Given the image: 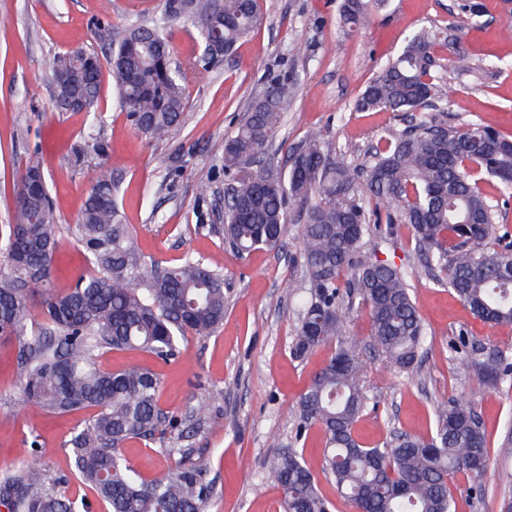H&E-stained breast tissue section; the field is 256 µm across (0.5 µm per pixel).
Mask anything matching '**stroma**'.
Returning a JSON list of instances; mask_svg holds the SVG:
<instances>
[{"label":"stroma","instance_id":"stroma-1","mask_svg":"<svg viewBox=\"0 0 512 512\" xmlns=\"http://www.w3.org/2000/svg\"><path fill=\"white\" fill-rule=\"evenodd\" d=\"M466 0H386L368 22L351 32L336 21V0H263V21L235 53L210 64L186 85L187 117L180 134L154 141L134 128L111 84L102 87L98 124L84 113L53 107L52 61L80 46L101 55L111 47L114 25L167 26L170 49L181 59H200L204 46L187 22H165L159 0H0V225L15 220L14 188L27 166H40L61 227L55 284L70 287L87 267L73 227L98 173H106L126 224L147 258L173 264L185 257L224 272V323L209 337L187 336L190 362H162L144 352L112 350L99 360L115 371L139 361L159 379V406L182 423V437L166 433L148 442L128 441L123 453L143 478L162 475L176 463L167 449L178 442L190 456L212 462L211 512H280V491L264 480L269 460L299 446L332 512H354L322 469L324 439L310 429L296 442V401L326 358L317 352L299 362L289 346L298 322V295L307 285L287 252L259 249L239 255L224 241V141L234 135L251 103L272 78L297 85L262 164L286 167L312 134L363 163L383 130L405 126L415 113L360 112L354 102L378 68L395 55L409 32L432 28L448 34L439 69L448 91V125L490 123L512 137V39L498 34L497 18L512 0H480L469 15ZM467 53L470 71H456L453 50ZM107 143L105 155L89 154L84 166L69 160L73 142L89 131ZM382 258L409 273L412 295L427 332L414 378L397 376L370 341L365 311L350 308L345 337H357L377 403L356 426L373 445L398 431L430 436L433 402L457 399L474 408L488 437L483 496L471 497L465 475L454 483L455 512H501L512 498V455L500 448L512 430V376L484 386L463 362L466 352L512 363V327L474 318L447 285L436 282L400 229ZM18 345L0 343V474L42 464L67 480L74 500L105 512L95 492L76 477L68 445L87 412L52 415L25 403L16 374ZM51 448L41 457L39 447Z\"/></svg>","mask_w":512,"mask_h":512}]
</instances>
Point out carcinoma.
Segmentation results:
<instances>
[{"label": "carcinoma", "mask_w": 512, "mask_h": 512, "mask_svg": "<svg viewBox=\"0 0 512 512\" xmlns=\"http://www.w3.org/2000/svg\"><path fill=\"white\" fill-rule=\"evenodd\" d=\"M384 0H341L339 22L364 26ZM170 20L194 23L209 59L176 69L160 27H115L112 55L82 49L57 56L53 70L70 71L81 88L74 106L68 94L57 109L96 117L103 73L118 91L127 117L144 136L168 140L181 130L189 76L210 60L229 55L262 21L261 0H163ZM448 48L442 32L421 29L404 38L398 54L383 64L359 95V111L443 112L448 102L436 75L437 52ZM96 66L86 69V61ZM296 84L275 80L255 100L224 145V174L231 179L224 200V237L243 255L260 248L281 250L288 235L287 201L305 206L297 234L309 284L302 300L291 354L327 357L297 401L296 434L324 433L323 468L355 512H451L454 478L463 473L482 495L487 473V436L470 407L453 400L434 404L436 431L423 438L395 434L368 446L356 424L368 409L370 377L356 345L342 340L344 304L369 315L370 336L386 362L400 373L416 369L426 331L410 292L406 271L378 257L396 229L412 232L428 267L472 315L491 325L512 324V247L496 233L492 201L480 182L496 181L512 198V138L487 123L465 130L421 120L388 129L360 165L346 162L331 143L309 138L293 154L288 171L250 165L266 154L284 106ZM102 154L105 142L78 144L74 163L88 149ZM41 176L32 165L15 192V221L0 225V340L15 341L22 393L40 413L94 414L68 442L77 474L107 512H209L214 494L210 461L199 455L178 462L159 478L145 480L121 454L131 439L152 440L163 425L178 428L158 405L159 380L130 363L106 371L98 358L110 350L141 351L165 363L186 360L187 334L211 336L224 322V276L201 260L175 265L147 262L129 225L122 222L113 186L100 175L77 219L78 242L89 268L65 289L53 286L60 234L48 191L29 198ZM41 321H36L34 312ZM467 363L496 385L512 366L466 354ZM266 480L282 494V512H328L303 454L289 448L269 463ZM65 481L41 467L0 478V502L11 512H80Z\"/></svg>", "instance_id": "1"}]
</instances>
